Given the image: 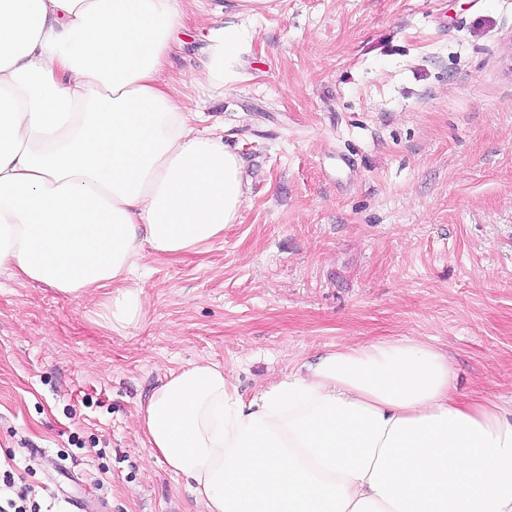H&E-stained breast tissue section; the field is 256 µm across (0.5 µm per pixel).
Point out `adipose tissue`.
Instances as JSON below:
<instances>
[{
    "label": "adipose tissue",
    "mask_w": 512,
    "mask_h": 512,
    "mask_svg": "<svg viewBox=\"0 0 512 512\" xmlns=\"http://www.w3.org/2000/svg\"><path fill=\"white\" fill-rule=\"evenodd\" d=\"M199 0H0V271L146 322L149 260L238 223L247 174L164 75ZM224 0L194 80L246 77L251 22ZM447 354L339 347L242 395L215 363L170 373L136 421L202 512H512V405L457 398Z\"/></svg>",
    "instance_id": "ef3b65f1"
}]
</instances>
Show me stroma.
Masks as SVG:
<instances>
[{
    "instance_id": "1",
    "label": "stroma",
    "mask_w": 512,
    "mask_h": 512,
    "mask_svg": "<svg viewBox=\"0 0 512 512\" xmlns=\"http://www.w3.org/2000/svg\"><path fill=\"white\" fill-rule=\"evenodd\" d=\"M223 2L195 9L167 75L235 134L239 223L151 262L148 319L125 333L101 293L0 271V459L58 512H201L136 424L194 363L249 395L409 336L447 353L460 397L512 400V0H277L220 96L191 79Z\"/></svg>"
}]
</instances>
